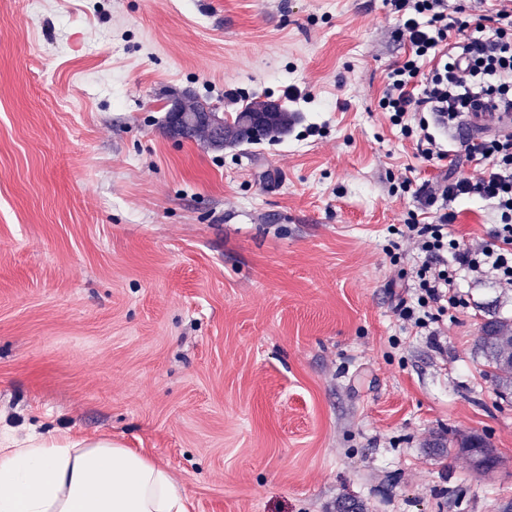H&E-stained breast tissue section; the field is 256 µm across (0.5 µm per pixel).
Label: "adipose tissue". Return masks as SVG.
I'll use <instances>...</instances> for the list:
<instances>
[{"label": "adipose tissue", "instance_id": "ef3b65f1", "mask_svg": "<svg viewBox=\"0 0 512 512\" xmlns=\"http://www.w3.org/2000/svg\"><path fill=\"white\" fill-rule=\"evenodd\" d=\"M0 512H190L170 472L108 438H0Z\"/></svg>", "mask_w": 512, "mask_h": 512}]
</instances>
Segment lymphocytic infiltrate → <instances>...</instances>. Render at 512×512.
<instances>
[{
  "mask_svg": "<svg viewBox=\"0 0 512 512\" xmlns=\"http://www.w3.org/2000/svg\"><path fill=\"white\" fill-rule=\"evenodd\" d=\"M398 16V37L406 51L390 70L378 106L404 136L416 137L425 161L447 159L449 174L413 186L419 214L401 235L420 263L412 287L416 300L399 298V319L425 336L440 335L438 316L463 307L461 275L489 278L512 288V132L460 143L444 151L423 113L439 121L481 101L512 112V0H388ZM474 164L476 177L458 178L460 162ZM480 198L495 210L488 238L467 241L456 235L451 202Z\"/></svg>",
  "mask_w": 512,
  "mask_h": 512,
  "instance_id": "1",
  "label": "lymphocytic infiltrate"
}]
</instances>
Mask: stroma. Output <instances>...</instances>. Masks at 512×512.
<instances>
[{"label": "stroma", "instance_id": "35a3bbf8", "mask_svg": "<svg viewBox=\"0 0 512 512\" xmlns=\"http://www.w3.org/2000/svg\"><path fill=\"white\" fill-rule=\"evenodd\" d=\"M396 26L386 0H0L1 429L110 438L192 512L512 500V399L478 343L512 293L472 286L436 344L394 310V188L448 169L377 107ZM187 91L298 120L217 152L163 131ZM456 443L466 454L473 468L476 470H481L476 464V458L479 457L482 452L489 455L493 453L489 444L478 435H462L460 438H456Z\"/></svg>", "mask_w": 512, "mask_h": 512}]
</instances>
